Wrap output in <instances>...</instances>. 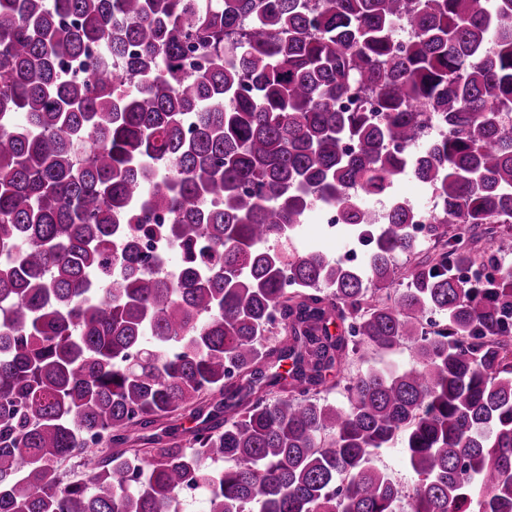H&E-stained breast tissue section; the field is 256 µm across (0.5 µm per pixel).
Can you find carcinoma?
<instances>
[{
    "label": "carcinoma",
    "mask_w": 512,
    "mask_h": 512,
    "mask_svg": "<svg viewBox=\"0 0 512 512\" xmlns=\"http://www.w3.org/2000/svg\"><path fill=\"white\" fill-rule=\"evenodd\" d=\"M507 112L512 0H0V512H512ZM394 191L400 200L408 202L415 210L425 208L432 200L431 191L411 174L400 176L395 183ZM440 207V203L433 199L430 208L426 211H417L419 223L429 224L430 217L437 213ZM318 210L313 208L309 212V224H304L300 237L296 243L298 248L306 245H315L334 259H343L344 254L352 249L360 250L362 245H354L351 238L340 233H328L325 231V224H333L336 219L335 210H323V223L320 224L316 219ZM409 364L410 359L406 348L400 347L389 353L376 356L374 359L370 360L369 363L350 365L347 369L339 373V379L342 381L341 384L344 385L349 377L358 372H364L369 367L377 369H401L407 368ZM379 459L381 464L393 471L406 486L410 487L415 483V475L408 468L405 458L400 450V445H394V447L382 451Z\"/></svg>",
    "instance_id": "carcinoma-1"
}]
</instances>
